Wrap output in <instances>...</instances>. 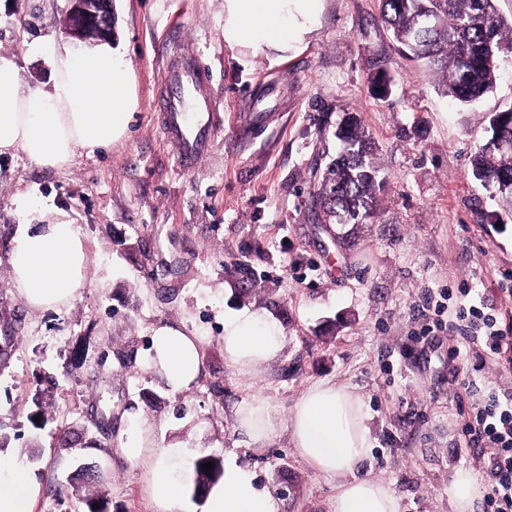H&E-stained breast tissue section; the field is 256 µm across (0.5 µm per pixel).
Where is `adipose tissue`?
<instances>
[{
    "mask_svg": "<svg viewBox=\"0 0 512 512\" xmlns=\"http://www.w3.org/2000/svg\"><path fill=\"white\" fill-rule=\"evenodd\" d=\"M318 0H225L224 40L231 45L272 48L307 31ZM48 57L47 86H24L13 58L0 56V152L22 150L47 168L72 163L77 153L111 146L130 117L124 64L110 44L81 51L54 39L33 42ZM12 283L35 310L69 304L82 288L89 255L76 224L55 211L44 224H22L10 256ZM202 339L164 325L150 337V363L170 391L191 390L202 371ZM284 335L271 317L239 313L224 322V359L240 375L253 377L281 354ZM238 430L267 440L274 418L259 394L235 413ZM292 446L313 470L336 479L332 512H399V500L384 482L360 477L371 451L369 415L362 398L336 382L313 384L296 401L288 420ZM122 456L144 467L156 512H181L187 449L155 443L147 425L133 421L120 445ZM38 486L31 472L0 454V512H32ZM282 502L260 485L256 473L235 463L206 493V512H281Z\"/></svg>",
    "mask_w": 512,
    "mask_h": 512,
    "instance_id": "1",
    "label": "adipose tissue"
}]
</instances>
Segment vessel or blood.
<instances>
[{
  "label": "vessel or blood",
  "instance_id": "1",
  "mask_svg": "<svg viewBox=\"0 0 512 512\" xmlns=\"http://www.w3.org/2000/svg\"><path fill=\"white\" fill-rule=\"evenodd\" d=\"M209 79L208 68L196 56L169 69L164 76L160 127L165 138L176 146L179 166L186 171L215 147L217 117L202 95Z\"/></svg>",
  "mask_w": 512,
  "mask_h": 512
}]
</instances>
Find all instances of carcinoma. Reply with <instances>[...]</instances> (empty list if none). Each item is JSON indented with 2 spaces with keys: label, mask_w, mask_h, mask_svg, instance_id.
Returning <instances> with one entry per match:
<instances>
[{
  "label": "carcinoma",
  "mask_w": 512,
  "mask_h": 512,
  "mask_svg": "<svg viewBox=\"0 0 512 512\" xmlns=\"http://www.w3.org/2000/svg\"><path fill=\"white\" fill-rule=\"evenodd\" d=\"M496 2L379 0L380 18L408 58L426 62L442 75L448 95L470 104L492 89L500 60L512 56V21L498 14ZM509 114L512 109L490 120V137L473 156L472 169L495 193L512 200V147H491L497 127ZM334 135L344 144V152L326 166L312 193L313 206L331 218L359 215L365 224L376 211L377 191L384 184L381 168L356 115L341 119ZM207 462L215 464L208 475L201 469ZM223 474V465L215 457H197L194 493Z\"/></svg>",
  "instance_id": "obj_1"
}]
</instances>
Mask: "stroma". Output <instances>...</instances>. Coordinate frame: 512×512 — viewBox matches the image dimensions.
<instances>
[{
    "mask_svg": "<svg viewBox=\"0 0 512 512\" xmlns=\"http://www.w3.org/2000/svg\"><path fill=\"white\" fill-rule=\"evenodd\" d=\"M320 5L278 50L228 45L224 0H114L112 47L134 103L125 136L62 169L0 154V453L32 471L33 512H88L97 497L107 512H154L142 472L119 452L134 415L159 445L253 468L282 512H331L335 481L299 457L286 428L302 392L324 381L364 400L372 451L360 474L387 483L400 512H452L448 483L460 470L473 478L470 512H481L490 481L461 429L472 403L512 391V344L493 353L461 339L448 294L468 289L512 337V204L471 166L492 114L512 108V60L492 92L465 105L393 42L378 0ZM69 8L0 0V56L15 59L25 85L49 83L50 63L26 44L66 40ZM188 48L211 72L204 93L222 131L185 172L156 111L164 69ZM379 74L390 84L383 99ZM343 111L372 137L385 183L368 223L332 237L311 192L336 154ZM246 113L257 127L242 123ZM53 209L79 226L88 278L68 306L34 310L12 285L9 253L19 224ZM246 311L285 335L253 378L224 359V318ZM161 324L205 339L191 391L172 393L148 363ZM255 393L276 422L262 443L234 421Z\"/></svg>",
    "mask_w": 512,
    "mask_h": 512,
    "instance_id": "1",
    "label": "stroma"
}]
</instances>
